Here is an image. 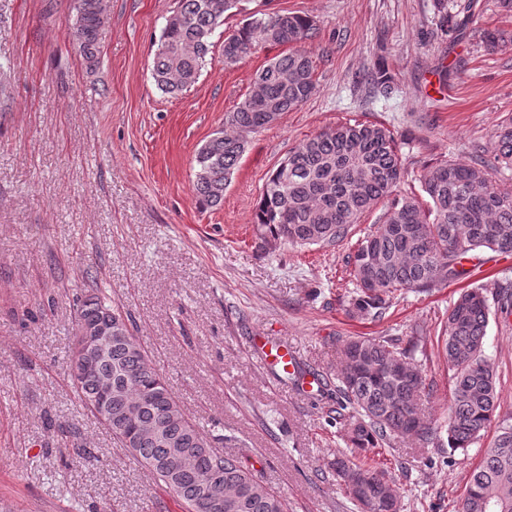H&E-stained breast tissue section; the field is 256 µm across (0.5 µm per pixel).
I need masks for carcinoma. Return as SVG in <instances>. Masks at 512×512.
<instances>
[{
	"mask_svg": "<svg viewBox=\"0 0 512 512\" xmlns=\"http://www.w3.org/2000/svg\"><path fill=\"white\" fill-rule=\"evenodd\" d=\"M243 0H179L162 29L153 56V78L175 96L194 85L212 47L216 29ZM70 38L79 54L93 61L107 21L103 0H75ZM317 21L309 15L272 12L252 16L224 38V66L237 65L266 45L289 47L257 71L250 93L224 117V128L198 149L194 190L203 208L224 202V190L250 137L305 102L315 91L313 61L302 44L313 39ZM370 93L387 96L393 78L383 68L368 72ZM490 153L484 157V153ZM469 162L441 159L425 167L424 196L399 186L405 163L393 133L380 123H338L305 139L268 177L253 223L262 244L275 248L339 244L354 226L382 213L348 253L353 277L349 311L385 316L408 290L443 288L469 275L464 259L484 250L512 253V189L497 184L490 170L512 167V121L500 125L488 151ZM464 290L448 310L444 335L452 380L448 447L465 450L495 428L470 473L457 512H512V421L497 419L499 384L486 355L489 300L500 311L512 307V280ZM114 329L112 343L98 363V377L74 383L81 407L95 413L98 379L112 380V424L118 442L172 493L184 512H208L207 496L224 501V512H288L285 500L235 458L212 446L208 435L176 399L166 379L150 365L134 334L133 320L119 305L91 289L77 308L69 337L75 359L80 325ZM425 367L414 342L353 338L340 346L336 385L318 380V392L336 404L331 419L348 443L361 451L390 446L406 435L424 445L443 432L424 419L421 396ZM336 476L360 512H400L401 495L386 474L338 455ZM214 475L205 483L204 477Z\"/></svg>",
	"mask_w": 512,
	"mask_h": 512,
	"instance_id": "carcinoma-1",
	"label": "carcinoma"
}]
</instances>
